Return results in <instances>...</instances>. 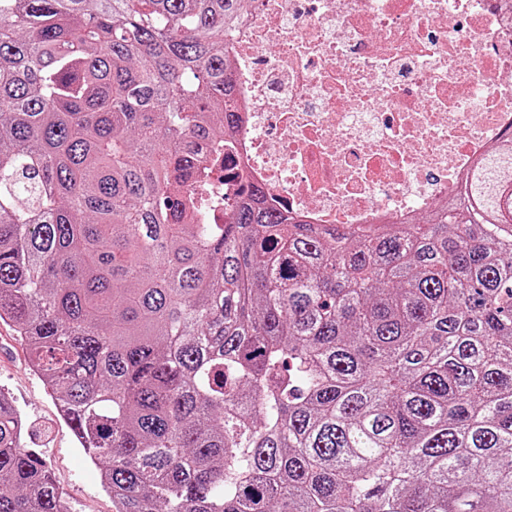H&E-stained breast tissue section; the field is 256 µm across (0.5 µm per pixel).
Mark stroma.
I'll return each mask as SVG.
<instances>
[{
    "label": "stroma",
    "instance_id": "stroma-1",
    "mask_svg": "<svg viewBox=\"0 0 512 512\" xmlns=\"http://www.w3.org/2000/svg\"><path fill=\"white\" fill-rule=\"evenodd\" d=\"M0 389L24 414L26 446L44 462L64 495L66 512H114L103 490L99 470L79 448L59 418L53 399L27 363L23 346L8 325L0 324Z\"/></svg>",
    "mask_w": 512,
    "mask_h": 512
}]
</instances>
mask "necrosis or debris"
Segmentation results:
<instances>
[{
    "label": "necrosis or debris",
    "mask_w": 512,
    "mask_h": 512,
    "mask_svg": "<svg viewBox=\"0 0 512 512\" xmlns=\"http://www.w3.org/2000/svg\"><path fill=\"white\" fill-rule=\"evenodd\" d=\"M238 124L189 193L329 227L435 210L512 127V19L498 0H250L231 32Z\"/></svg>",
    "instance_id": "obj_1"
}]
</instances>
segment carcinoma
I'll use <instances>...</instances> for the list:
<instances>
[{"instance_id":"1","label":"carcinoma","mask_w":512,"mask_h":512,"mask_svg":"<svg viewBox=\"0 0 512 512\" xmlns=\"http://www.w3.org/2000/svg\"><path fill=\"white\" fill-rule=\"evenodd\" d=\"M245 0H0V322L115 512H512V135L415 224L184 188ZM0 389V512H64Z\"/></svg>"}]
</instances>
